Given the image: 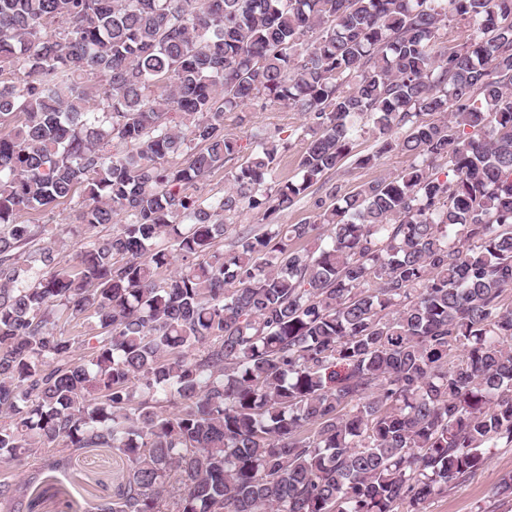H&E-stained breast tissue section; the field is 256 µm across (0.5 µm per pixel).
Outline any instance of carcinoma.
<instances>
[{"label": "carcinoma", "mask_w": 512, "mask_h": 512, "mask_svg": "<svg viewBox=\"0 0 512 512\" xmlns=\"http://www.w3.org/2000/svg\"><path fill=\"white\" fill-rule=\"evenodd\" d=\"M261 98L307 119L298 178L256 133L200 196ZM366 134L414 162L326 186ZM78 185L122 225L63 263L18 217ZM508 290L512 0H0V460L43 474L0 512L91 448L129 462L94 512H424L512 445ZM476 30L477 25L473 21H470V23L459 20L449 21L447 29L444 30L448 47H454L463 43L467 37H470ZM318 184L312 187L306 197L294 205L292 208L281 212L276 217L278 224H302L313 220L312 202L318 197L325 199L323 190L316 191ZM313 191V192H312Z\"/></svg>", "instance_id": "carcinoma-1"}]
</instances>
